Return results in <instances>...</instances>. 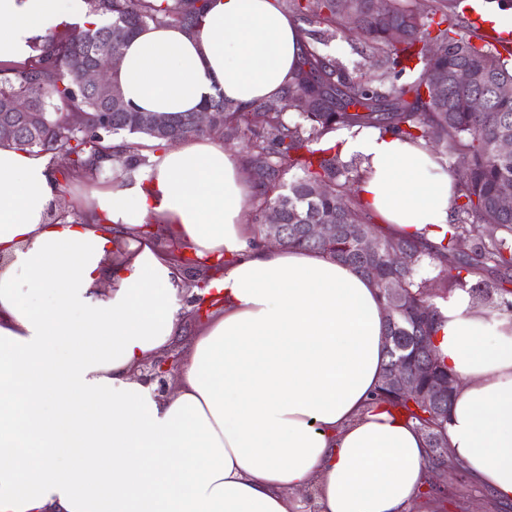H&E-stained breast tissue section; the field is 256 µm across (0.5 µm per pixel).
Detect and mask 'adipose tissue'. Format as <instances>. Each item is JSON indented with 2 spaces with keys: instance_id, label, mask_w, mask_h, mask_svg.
Returning <instances> with one entry per match:
<instances>
[{
  "instance_id": "adipose-tissue-1",
  "label": "adipose tissue",
  "mask_w": 512,
  "mask_h": 512,
  "mask_svg": "<svg viewBox=\"0 0 512 512\" xmlns=\"http://www.w3.org/2000/svg\"><path fill=\"white\" fill-rule=\"evenodd\" d=\"M84 0H0V61L88 22ZM300 26L275 0H213L199 31L151 25L115 77L136 110L196 112L223 94L278 100L297 72ZM363 158L358 203L435 246L455 180L430 149L375 130L333 134ZM102 185L82 220L54 215L48 157L0 145V512H408L430 449L379 397L385 311L373 283L323 253L257 247L253 189L235 154L187 138ZM224 266L214 305L169 397L143 365L182 338L180 266L146 223ZM437 354L457 377L452 456L512 502V311L437 300Z\"/></svg>"
}]
</instances>
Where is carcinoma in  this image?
Returning <instances> with one entry per match:
<instances>
[{
	"mask_svg": "<svg viewBox=\"0 0 512 512\" xmlns=\"http://www.w3.org/2000/svg\"><path fill=\"white\" fill-rule=\"evenodd\" d=\"M369 0H284L283 6L295 15L311 17L326 26V31L355 26L375 42L387 41L386 32L396 24L405 35L381 61L380 75L373 80L353 77L320 54L314 44L305 42L295 81L279 99L280 110L270 112L266 102L246 106L224 101L219 93L203 110L212 113L224 136L234 139L242 129L252 134L245 169L253 184L255 237H264L261 213L270 206L281 207L287 224L285 247L319 251L351 266L374 281L384 308L397 301V307L410 316L394 314L386 321L388 363L403 359L409 363L419 356L418 344L434 348L438 313L433 293L418 279L424 266L452 272L446 293L467 292L472 304L479 305L491 293L512 292V209L503 210L499 197L512 193V154L502 155L497 142L512 139V95L498 90L512 86V48L498 49L476 45L469 23L459 11L460 0H437L438 6L421 15L406 5V0H391L385 14L373 13ZM88 14L105 18L103 23L52 33L34 47L35 54L18 64H0V123L16 128L6 139L21 149L55 159L64 153L69 166L60 171L64 179L97 180L112 174L119 183L137 169L148 165L141 148L126 142L119 147L107 144L116 135H142L160 150L167 137L181 139L205 136L192 115L178 112L169 116V125L157 130L142 122V113L124 102L119 84L111 81L107 93L87 88L83 70L102 53L121 52L123 43L150 25H180L191 31L200 29L211 0H85ZM441 44L445 52L430 54L429 46ZM467 68L474 83L461 88L453 74ZM442 82L440 94L424 93L433 79ZM312 98L314 109L301 112L302 121L291 123L286 114L295 111L299 95ZM17 97L30 100L37 112L44 113V127L30 129L8 105ZM122 102V110L105 115L109 98ZM479 98L483 108L472 109ZM372 128L412 143H430L448 157L449 171L457 181L453 200L452 224L447 237L433 249L418 236H392L378 225L366 222L364 209L348 199V186L360 177L361 162H345L334 147L324 146L328 133L338 129ZM298 172L290 183L285 176ZM329 182L336 195L318 193V186ZM352 224L381 244L370 257L357 251L355 238L345 232L328 243L311 242L300 231L302 224L319 221ZM492 225L497 234L487 237L482 227ZM470 241V252L462 253L457 242ZM405 250L400 268L387 266V246ZM438 376L448 380L446 408L428 407L410 394L380 386L382 400L402 411L425 435L429 447L437 449L448 464L455 465L445 442L444 425L455 391L456 377L448 366L436 363Z\"/></svg>",
	"mask_w": 512,
	"mask_h": 512,
	"instance_id": "cac0c4a2",
	"label": "carcinoma"
}]
</instances>
